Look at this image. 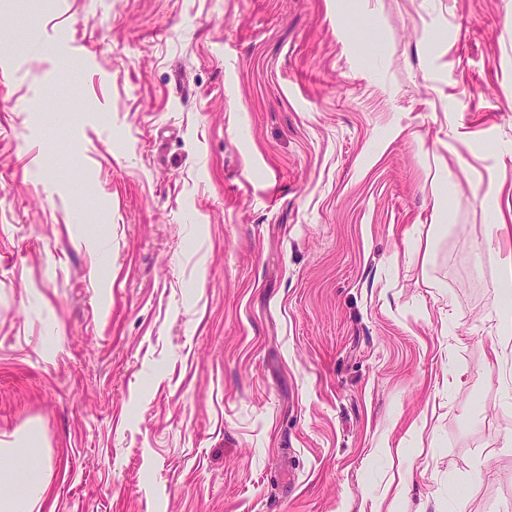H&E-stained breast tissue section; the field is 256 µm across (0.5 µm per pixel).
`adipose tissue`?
<instances>
[{"instance_id":"1","label":"adipose tissue","mask_w":512,"mask_h":512,"mask_svg":"<svg viewBox=\"0 0 512 512\" xmlns=\"http://www.w3.org/2000/svg\"><path fill=\"white\" fill-rule=\"evenodd\" d=\"M497 296L502 300L495 312L499 345L507 349L512 347V307L505 305L504 300L512 296L511 253L499 263ZM33 454L30 447L0 450V512H33L38 502L44 500L48 491V463L40 462L34 468L17 464L19 458Z\"/></svg>"}]
</instances>
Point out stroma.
<instances>
[{"mask_svg": "<svg viewBox=\"0 0 512 512\" xmlns=\"http://www.w3.org/2000/svg\"><path fill=\"white\" fill-rule=\"evenodd\" d=\"M510 14L0 0V447L36 434L41 512H512L469 185L512 171ZM449 180L445 178L438 179L433 189V202L431 208L430 224L438 234L443 231L448 223V188Z\"/></svg>", "mask_w": 512, "mask_h": 512, "instance_id": "stroma-1", "label": "stroma"}]
</instances>
